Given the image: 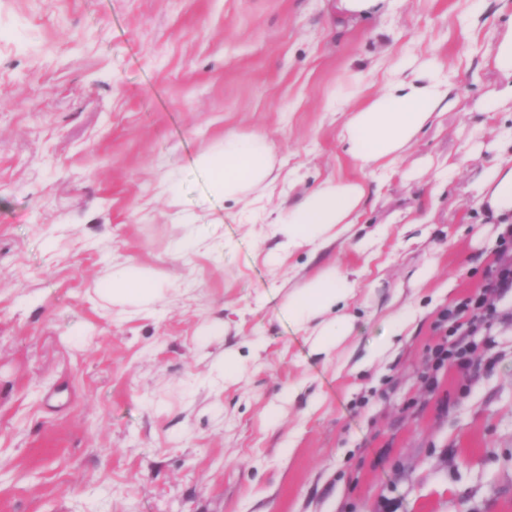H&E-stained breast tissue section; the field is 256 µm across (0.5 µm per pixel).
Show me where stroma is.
<instances>
[{"instance_id": "35a3bbf8", "label": "stroma", "mask_w": 512, "mask_h": 512, "mask_svg": "<svg viewBox=\"0 0 512 512\" xmlns=\"http://www.w3.org/2000/svg\"><path fill=\"white\" fill-rule=\"evenodd\" d=\"M511 19L512 0L372 19L336 0H0V512H512V292L469 371L421 378L441 311L499 260L470 184L512 135L511 99L481 109ZM433 57L453 104L370 196L376 245L301 250L273 276L275 239L208 199L197 155L267 136L300 177L285 200L363 177L335 98L357 75L378 90L380 59ZM169 179L209 200L221 256L181 251L207 228L169 206ZM330 262L357 273L360 320L326 364L284 304ZM130 263L171 290L114 306L103 287ZM228 351L242 374L214 386Z\"/></svg>"}]
</instances>
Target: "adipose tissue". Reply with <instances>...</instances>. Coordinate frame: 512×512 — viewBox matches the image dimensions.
Wrapping results in <instances>:
<instances>
[{
  "mask_svg": "<svg viewBox=\"0 0 512 512\" xmlns=\"http://www.w3.org/2000/svg\"><path fill=\"white\" fill-rule=\"evenodd\" d=\"M489 63L507 83L486 98L483 109L487 112L499 99L512 98V23L501 30ZM449 96L448 85L437 78L435 67L385 71L376 93L338 103V112L346 116L340 133L345 154L374 174L394 168L420 132L448 111ZM196 165L207 177L210 195L236 205L249 204L256 189L273 188L280 179L273 147L258 134L225 136L221 147L199 155ZM379 185L376 177L336 176L305 192L272 222L271 233L278 244L268 256L270 263L282 264L287 255L301 249L314 256L336 242L359 223ZM471 190L488 219L512 222V138L504 141L500 160L474 177ZM358 286L352 273L328 264L288 296L290 320L311 335V350L323 361L335 358L355 330L358 317L349 306ZM106 292L113 305L120 307L153 302L161 296L162 282L151 270L130 264L113 273Z\"/></svg>",
  "mask_w": 512,
  "mask_h": 512,
  "instance_id": "1",
  "label": "adipose tissue"
}]
</instances>
